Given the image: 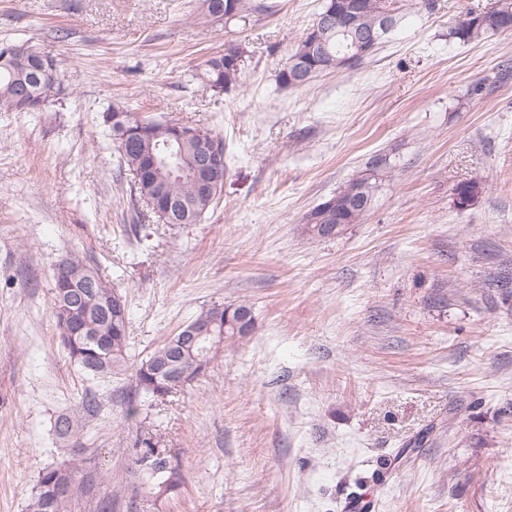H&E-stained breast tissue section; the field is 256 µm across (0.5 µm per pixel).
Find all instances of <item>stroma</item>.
Wrapping results in <instances>:
<instances>
[{
    "instance_id": "1",
    "label": "stroma",
    "mask_w": 512,
    "mask_h": 512,
    "mask_svg": "<svg viewBox=\"0 0 512 512\" xmlns=\"http://www.w3.org/2000/svg\"><path fill=\"white\" fill-rule=\"evenodd\" d=\"M269 2L214 22L201 0H0V41L54 56L65 87L0 111V512H25L39 471L77 450L126 487L142 425L185 486L138 490L131 512H343L353 491L379 512H512V33L449 40L491 0H436L297 90L276 74L324 0ZM230 43L245 69L218 91L199 64ZM112 105L222 139L223 192L198 223L133 192ZM375 159L364 219L305 232ZM469 179L484 192L461 210ZM75 255L125 297L133 362L214 304L248 303L254 328L127 419L130 374L89 380L56 339L53 271ZM88 391L99 411L57 439Z\"/></svg>"
}]
</instances>
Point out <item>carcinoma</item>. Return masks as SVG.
<instances>
[{
	"instance_id": "carcinoma-1",
	"label": "carcinoma",
	"mask_w": 512,
	"mask_h": 512,
	"mask_svg": "<svg viewBox=\"0 0 512 512\" xmlns=\"http://www.w3.org/2000/svg\"><path fill=\"white\" fill-rule=\"evenodd\" d=\"M364 7L356 25L370 29L376 25L382 12L391 14L393 25L415 9L431 12L434 0H362ZM205 16L229 19L240 13L255 11L258 6L247 0H202ZM512 31V0H496L489 8L471 7L461 14L448 31V39L462 43L482 41L496 34ZM15 44L0 42V107L18 111V93L28 89L33 103L31 112H38L63 93L54 58L32 46L23 53H13ZM351 56V66L361 62L368 52L354 48L352 37L336 28H321L313 24L296 45L291 57H302L311 76L345 68L343 59ZM204 79L215 89L236 85L245 66V51L229 44L224 52L208 56L202 62ZM283 87L304 88L310 80H297L289 67L277 74ZM122 166L133 175V187L143 203L154 214L169 211L167 224H196L216 203L219 196L201 191L190 168L182 171L161 170L145 172L150 158L166 150L167 145L178 146L187 161H194L212 150V145L224 148L223 141L201 132L195 126L176 120H158L137 115L114 106L104 115ZM352 178L333 195L335 203L318 211L321 218L306 225L307 230L320 238H333L343 232L339 224H356L365 215L364 210L348 207L350 188L360 183L374 193L376 184L372 173ZM67 281L74 287L54 286L52 308L55 327L61 345L68 357L86 375L101 378L128 369L129 322L127 306H112L119 296L117 289L103 279L86 260L71 257L63 261ZM191 323L197 327L200 341L193 347H179L175 335L156 347L133 368V390L126 400V417L140 413L141 403L165 401L202 374L210 363L207 350L214 340L226 341L249 335L254 327L252 308L246 304H215L201 311ZM99 401L93 393L84 397L79 411L61 414L54 423L58 437L76 435L83 414L97 412ZM131 455L130 484L144 487L158 498L176 494L184 483L180 466L149 431H140L128 449ZM85 460L72 458L60 464L44 467L38 475L34 493L28 500L26 512H69L79 495L90 492L92 480L84 473Z\"/></svg>"
}]
</instances>
